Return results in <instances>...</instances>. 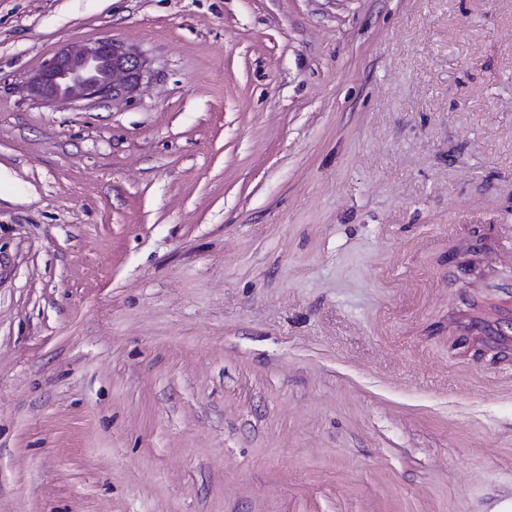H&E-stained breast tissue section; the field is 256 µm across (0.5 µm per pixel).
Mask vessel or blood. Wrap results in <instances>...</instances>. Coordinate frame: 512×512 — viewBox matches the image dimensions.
Returning a JSON list of instances; mask_svg holds the SVG:
<instances>
[{
  "mask_svg": "<svg viewBox=\"0 0 512 512\" xmlns=\"http://www.w3.org/2000/svg\"><path fill=\"white\" fill-rule=\"evenodd\" d=\"M454 320L483 346L512 351V266H482L460 299Z\"/></svg>",
  "mask_w": 512,
  "mask_h": 512,
  "instance_id": "1",
  "label": "vessel or blood"
}]
</instances>
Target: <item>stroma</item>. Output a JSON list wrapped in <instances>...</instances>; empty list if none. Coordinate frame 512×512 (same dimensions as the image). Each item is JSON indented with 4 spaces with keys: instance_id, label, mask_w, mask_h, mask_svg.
<instances>
[{
    "instance_id": "stroma-1",
    "label": "stroma",
    "mask_w": 512,
    "mask_h": 512,
    "mask_svg": "<svg viewBox=\"0 0 512 512\" xmlns=\"http://www.w3.org/2000/svg\"><path fill=\"white\" fill-rule=\"evenodd\" d=\"M510 236L512 0H0V512H504ZM148 74L142 56L102 39L46 62L28 90L47 100H114L137 91ZM471 288L454 310L456 324L465 336H472L485 347L512 351V266L484 264ZM491 302L496 315L485 318L482 313Z\"/></svg>"
}]
</instances>
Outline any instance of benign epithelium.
<instances>
[{"label":"benign epithelium","instance_id":"benign-epithelium-1","mask_svg":"<svg viewBox=\"0 0 512 512\" xmlns=\"http://www.w3.org/2000/svg\"><path fill=\"white\" fill-rule=\"evenodd\" d=\"M148 74L142 56L102 39L46 62L28 90L47 100H114L137 91Z\"/></svg>","mask_w":512,"mask_h":512}]
</instances>
